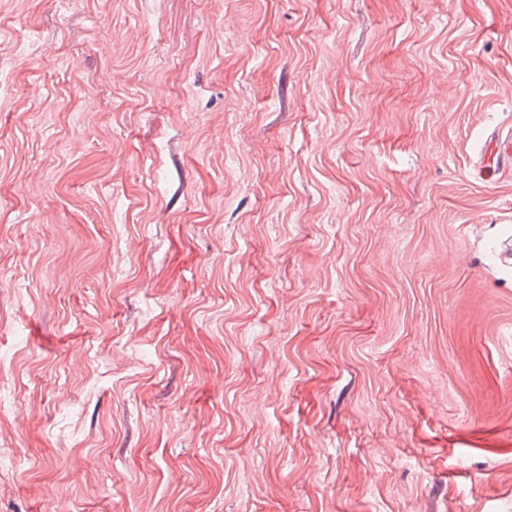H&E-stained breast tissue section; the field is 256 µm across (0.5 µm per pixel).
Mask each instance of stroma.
Here are the masks:
<instances>
[{"instance_id":"stroma-1","label":"stroma","mask_w":512,"mask_h":512,"mask_svg":"<svg viewBox=\"0 0 512 512\" xmlns=\"http://www.w3.org/2000/svg\"><path fill=\"white\" fill-rule=\"evenodd\" d=\"M512 0H0V512H512Z\"/></svg>"}]
</instances>
